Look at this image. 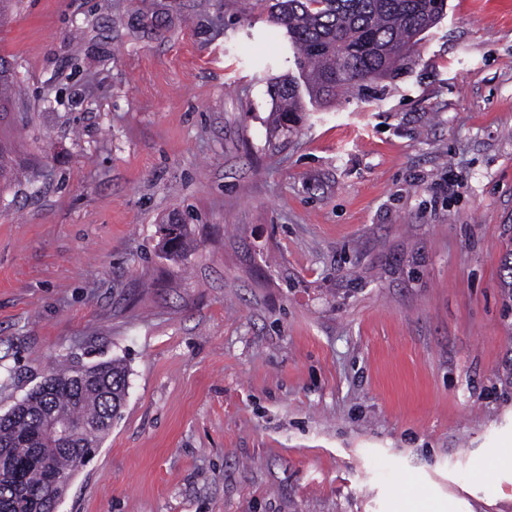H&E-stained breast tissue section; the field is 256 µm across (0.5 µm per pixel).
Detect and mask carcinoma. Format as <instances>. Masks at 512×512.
<instances>
[{
  "mask_svg": "<svg viewBox=\"0 0 512 512\" xmlns=\"http://www.w3.org/2000/svg\"><path fill=\"white\" fill-rule=\"evenodd\" d=\"M445 0H279L272 13L273 22L284 28L289 43L302 62L309 67L313 90L317 95L336 96L366 81L383 78L411 57L418 36L443 15ZM13 68L0 58V112H10L16 103ZM277 100L276 127L290 131L301 111L295 87L282 83L275 89ZM189 237L185 224L169 225L164 246L171 255L184 254ZM501 287L512 297V249L501 258ZM94 380L74 386V367L50 374L55 382L43 396L34 388L27 395L23 409H11L0 415V450L18 463L33 455L38 441L16 435L13 418L26 417V425L34 432L44 422L46 413L73 409L90 422V426L73 430L71 447L56 452L54 468L69 473L88 462L96 453L101 439L110 429L104 417L115 411L112 389L127 383V371L117 361H102L93 366ZM27 495L44 501L50 496L43 469L28 465L25 471ZM23 497L13 483L0 480V512H18L16 505Z\"/></svg>",
  "mask_w": 512,
  "mask_h": 512,
  "instance_id": "carcinoma-1",
  "label": "carcinoma"
}]
</instances>
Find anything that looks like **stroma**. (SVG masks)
I'll return each mask as SVG.
<instances>
[{
	"mask_svg": "<svg viewBox=\"0 0 512 512\" xmlns=\"http://www.w3.org/2000/svg\"><path fill=\"white\" fill-rule=\"evenodd\" d=\"M274 2L21 0L0 27V414L60 365L127 367L58 512H512V471L472 478L512 453V0H446L329 103ZM0 58V112H12L16 103L14 87L16 78L13 68ZM277 100L276 128L287 130L293 129L292 123L296 122L298 112L301 108L297 99L295 87L291 83H282L275 89ZM168 225L169 234L164 235V246L170 255L183 256L189 237L188 226L187 224H165L164 227Z\"/></svg>",
	"mask_w": 512,
	"mask_h": 512,
	"instance_id": "stroma-1",
	"label": "stroma"
}]
</instances>
